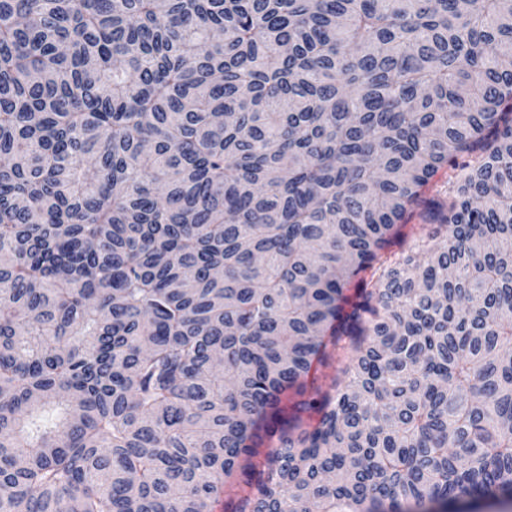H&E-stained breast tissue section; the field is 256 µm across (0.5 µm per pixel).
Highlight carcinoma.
<instances>
[{
  "label": "carcinoma",
  "instance_id": "obj_1",
  "mask_svg": "<svg viewBox=\"0 0 512 512\" xmlns=\"http://www.w3.org/2000/svg\"><path fill=\"white\" fill-rule=\"evenodd\" d=\"M511 56L512 0H0V512L512 495ZM449 173V174H448ZM448 173L440 172L428 185L425 196L430 198L438 193L448 192V198L455 195L457 188V181L460 180L461 175L464 173L460 169L449 171ZM448 175L451 177H448ZM448 181V184H446ZM417 211L414 214H407L405 219L399 224H405L400 227V235L395 244L390 248V256L394 261L402 260L406 256H419L422 246V240L425 237V231L421 229V225L424 224L417 215ZM246 490L247 487L240 478L233 479L232 484L224 490V495L212 505V512L236 511Z\"/></svg>",
  "mask_w": 512,
  "mask_h": 512
}]
</instances>
